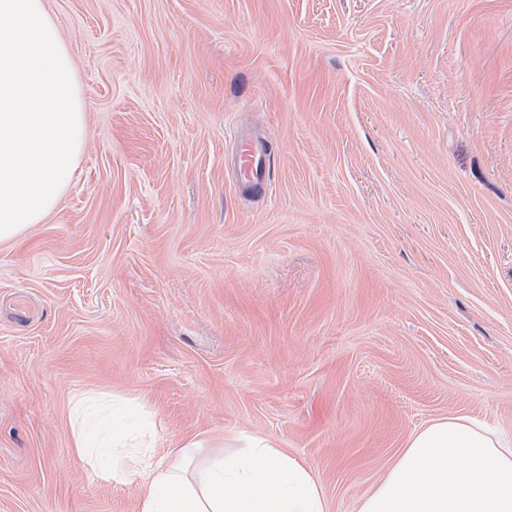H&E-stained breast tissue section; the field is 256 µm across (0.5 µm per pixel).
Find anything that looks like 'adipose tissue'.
Wrapping results in <instances>:
<instances>
[{
    "label": "adipose tissue",
    "mask_w": 512,
    "mask_h": 512,
    "mask_svg": "<svg viewBox=\"0 0 512 512\" xmlns=\"http://www.w3.org/2000/svg\"><path fill=\"white\" fill-rule=\"evenodd\" d=\"M100 474L137 485L139 512H329L312 468L268 436L238 435L237 451L192 437L175 452L129 454L122 418ZM357 512H512V441L451 415L414 431Z\"/></svg>",
    "instance_id": "adipose-tissue-1"
}]
</instances>
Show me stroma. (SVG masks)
<instances>
[{
	"instance_id": "1",
	"label": "stroma",
	"mask_w": 512,
	"mask_h": 512,
	"mask_svg": "<svg viewBox=\"0 0 512 512\" xmlns=\"http://www.w3.org/2000/svg\"><path fill=\"white\" fill-rule=\"evenodd\" d=\"M49 6L86 146L0 243V512H139L75 454L89 393L155 448L275 438L329 512L431 419L512 439V0ZM268 145L254 140H242L235 152L237 189L241 193L264 196L269 190L267 178Z\"/></svg>"
}]
</instances>
